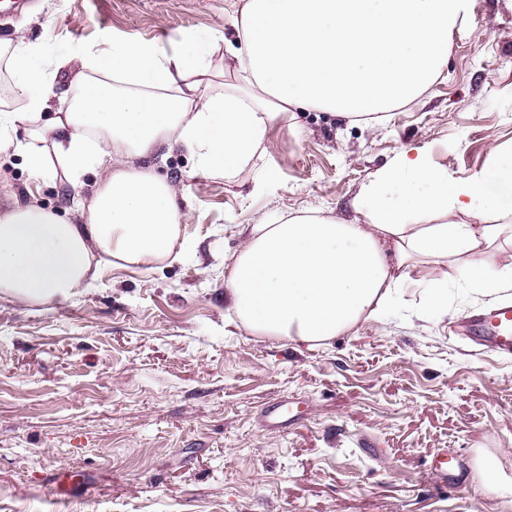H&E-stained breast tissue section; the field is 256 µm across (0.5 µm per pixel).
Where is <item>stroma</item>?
I'll return each instance as SVG.
<instances>
[{
	"label": "stroma",
	"mask_w": 512,
	"mask_h": 512,
	"mask_svg": "<svg viewBox=\"0 0 512 512\" xmlns=\"http://www.w3.org/2000/svg\"><path fill=\"white\" fill-rule=\"evenodd\" d=\"M243 2L32 0L0 19V42L66 61L57 92L69 97L83 54L116 41L179 50L216 35L223 70ZM264 148L229 182L178 145L147 158L182 191L184 256L113 260L68 299L0 293V512H512V357L456 326L512 291L476 295L455 263L420 264L381 318L320 343L252 332L224 299L254 225L366 223L354 198L405 150L455 180L512 155V0H470L440 77L412 101L369 121L283 113ZM98 180L40 178L1 153L0 214L38 204L78 221L73 203ZM443 272L448 306L434 310L425 290ZM274 401L305 414L263 426ZM453 450L462 476L444 488L429 465Z\"/></svg>",
	"instance_id": "1"
}]
</instances>
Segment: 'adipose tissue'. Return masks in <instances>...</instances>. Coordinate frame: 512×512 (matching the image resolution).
Here are the masks:
<instances>
[{
	"label": "adipose tissue",
	"instance_id": "obj_1",
	"mask_svg": "<svg viewBox=\"0 0 512 512\" xmlns=\"http://www.w3.org/2000/svg\"><path fill=\"white\" fill-rule=\"evenodd\" d=\"M468 10V0H246L231 18L251 74L246 90L214 81L213 36L180 52L153 43L87 51L71 102L56 93L58 70L38 63L36 46L0 48L20 104L0 110V152H22L34 173L72 182L91 163L104 166L90 203L76 206L80 223L34 204L0 215V292L65 299L91 286L96 254L139 264L169 257L183 219L179 190L136 159L172 141L199 170L230 179L262 160L280 113L354 117L411 101L440 76ZM477 205L503 223L454 222ZM355 206L369 223L327 215L254 228L226 282L238 318L256 332L324 341L382 316L423 260L462 262L478 294L512 288V274L492 276L484 263L512 235L511 158L455 181L404 151L363 185Z\"/></svg>",
	"mask_w": 512,
	"mask_h": 512
}]
</instances>
